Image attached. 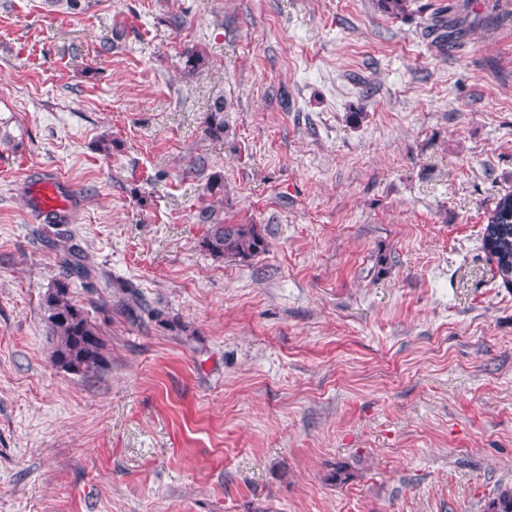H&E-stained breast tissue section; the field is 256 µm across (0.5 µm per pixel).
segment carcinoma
<instances>
[{"mask_svg":"<svg viewBox=\"0 0 512 512\" xmlns=\"http://www.w3.org/2000/svg\"><path fill=\"white\" fill-rule=\"evenodd\" d=\"M409 3L410 0H377L378 8L394 18L405 16ZM462 24L460 19L447 21L443 16L435 15L428 25V34L435 36L438 42L451 43L460 37ZM207 65L203 53L190 51L185 55L184 74L192 77ZM204 134L210 139L224 137L222 94L215 96L210 112L206 114ZM199 221L209 225L201 247L215 258L246 261L267 250L268 241L259 224H226L224 217L211 207L202 209ZM482 242L484 250L495 262L502 283L512 286V193L496 198L487 215ZM59 264V277L41 301L50 358L57 367L90 380L108 364L106 343L100 325L71 296V283L77 278L84 281L86 287L94 288L95 270L85 251L73 242L60 249ZM107 287L111 288L109 296H115L117 300H101V313H108L115 307L133 323L148 319L177 336L194 334L180 318L151 307L132 282L114 279ZM482 512H512V486L498 489L494 497L484 502Z\"/></svg>","mask_w":512,"mask_h":512,"instance_id":"carcinoma-1","label":"carcinoma"}]
</instances>
